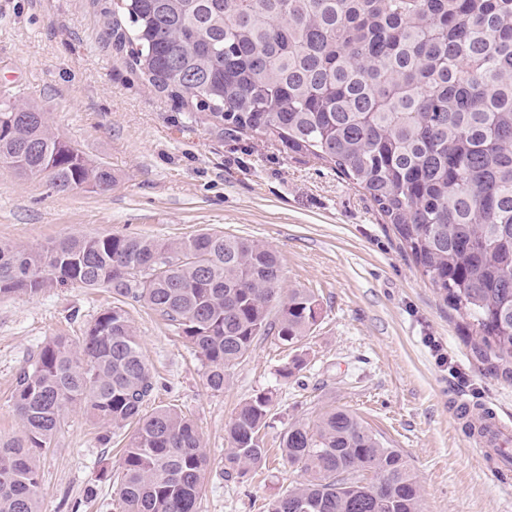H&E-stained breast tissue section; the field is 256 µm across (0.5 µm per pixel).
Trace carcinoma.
I'll return each mask as SVG.
<instances>
[{"mask_svg": "<svg viewBox=\"0 0 512 512\" xmlns=\"http://www.w3.org/2000/svg\"><path fill=\"white\" fill-rule=\"evenodd\" d=\"M118 11L123 21L107 22L115 46L149 85L196 99L232 132L334 165L471 321L473 347L512 363V0H120ZM0 163L59 192L116 182L27 103L0 104ZM282 283L274 250L224 234L71 235L37 250L1 241L0 297L76 284L108 289L114 306L77 340L46 341L19 372L23 432L0 441V512H42L37 455L74 409L134 425L122 512H197L203 438L174 409L144 412L157 379L123 304L166 321L222 392L257 337L294 345L317 326L316 294ZM271 405L258 394L226 426V476L266 464ZM280 446L298 479L266 512H423L409 460L348 408L292 423Z\"/></svg>", "mask_w": 512, "mask_h": 512, "instance_id": "carcinoma-1", "label": "carcinoma"}]
</instances>
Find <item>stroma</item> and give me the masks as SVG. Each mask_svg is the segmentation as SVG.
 I'll return each mask as SVG.
<instances>
[{
	"label": "stroma",
	"instance_id": "35a3bbf8",
	"mask_svg": "<svg viewBox=\"0 0 512 512\" xmlns=\"http://www.w3.org/2000/svg\"><path fill=\"white\" fill-rule=\"evenodd\" d=\"M112 0H0V101L28 102L52 131L111 168L112 190L60 192L46 178L0 164V241L38 248L72 234L119 233L166 242L203 232L262 243L279 256L284 283L319 298L321 319L291 350L271 336L211 391L190 345L139 304L127 311L154 371L156 404L197 425L210 459L199 512H263L297 475L278 460L289 423L328 405L356 411L410 461L424 512H512V462L484 461L454 418L464 398L512 423V377L490 373L466 319L423 277L392 225L361 189L313 156L269 136L226 130L212 112L156 91L117 50L102 16ZM112 305L102 289L61 285L0 297V439L20 437L16 377L43 342L77 337ZM448 352L438 368L428 348ZM305 368L278 371L293 354ZM273 399L266 466L224 475V429L262 392ZM71 412L40 456L42 512H120L126 432Z\"/></svg>",
	"mask_w": 512,
	"mask_h": 512
}]
</instances>
